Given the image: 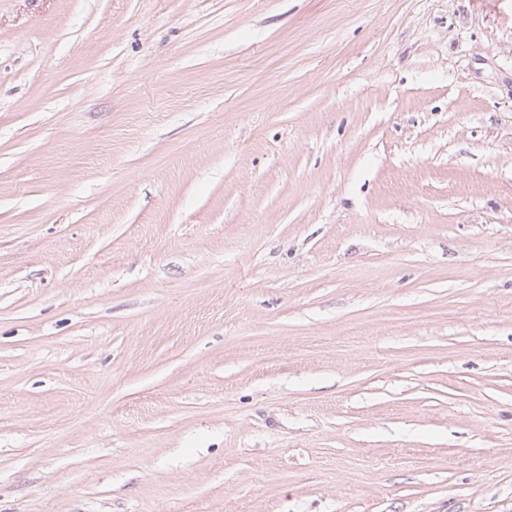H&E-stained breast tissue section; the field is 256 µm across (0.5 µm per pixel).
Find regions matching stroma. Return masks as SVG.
<instances>
[{"label":"stroma","instance_id":"35a3bbf8","mask_svg":"<svg viewBox=\"0 0 512 512\" xmlns=\"http://www.w3.org/2000/svg\"><path fill=\"white\" fill-rule=\"evenodd\" d=\"M0 512H512V0H0Z\"/></svg>","mask_w":512,"mask_h":512}]
</instances>
